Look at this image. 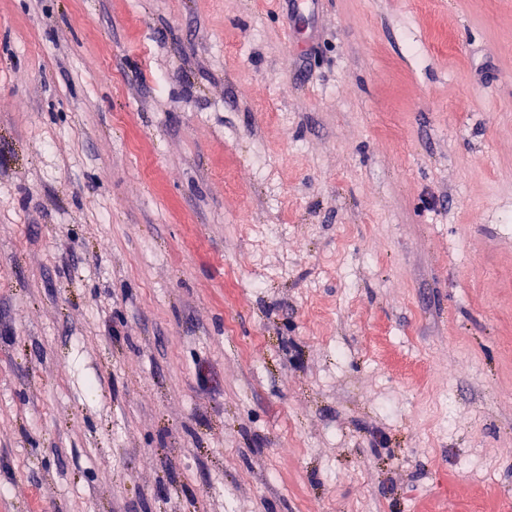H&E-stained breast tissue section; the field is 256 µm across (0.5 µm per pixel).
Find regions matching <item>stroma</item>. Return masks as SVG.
<instances>
[{"mask_svg":"<svg viewBox=\"0 0 512 512\" xmlns=\"http://www.w3.org/2000/svg\"><path fill=\"white\" fill-rule=\"evenodd\" d=\"M0 512H512V0H0Z\"/></svg>","mask_w":512,"mask_h":512,"instance_id":"obj_1","label":"stroma"}]
</instances>
